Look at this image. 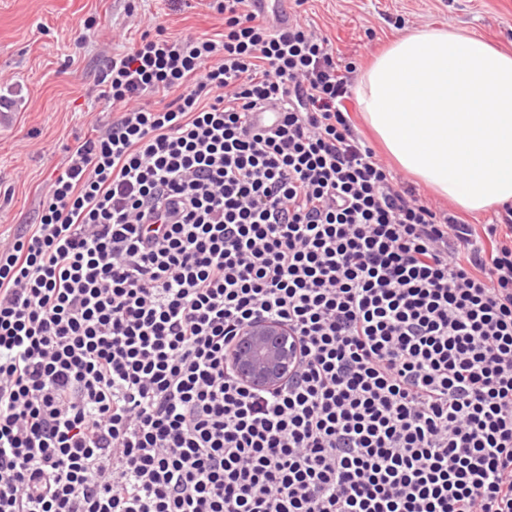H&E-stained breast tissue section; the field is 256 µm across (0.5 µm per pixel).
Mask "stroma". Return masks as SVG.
<instances>
[{
  "instance_id": "obj_1",
  "label": "stroma",
  "mask_w": 512,
  "mask_h": 512,
  "mask_svg": "<svg viewBox=\"0 0 512 512\" xmlns=\"http://www.w3.org/2000/svg\"><path fill=\"white\" fill-rule=\"evenodd\" d=\"M303 21L365 64L408 28L452 24L512 49V0H306ZM215 34L206 0H0V227L33 223L67 146L111 121L98 82L154 22Z\"/></svg>"
}]
</instances>
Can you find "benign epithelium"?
Masks as SVG:
<instances>
[{
	"label": "benign epithelium",
	"mask_w": 512,
	"mask_h": 512,
	"mask_svg": "<svg viewBox=\"0 0 512 512\" xmlns=\"http://www.w3.org/2000/svg\"><path fill=\"white\" fill-rule=\"evenodd\" d=\"M299 352L298 339L287 325L258 318L241 329L228 360L244 384L273 389L295 372Z\"/></svg>",
	"instance_id": "7a95c632"
}]
</instances>
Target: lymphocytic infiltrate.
Instances as JSON below:
<instances>
[{
  "label": "lymphocytic infiltrate",
  "instance_id": "obj_1",
  "mask_svg": "<svg viewBox=\"0 0 512 512\" xmlns=\"http://www.w3.org/2000/svg\"><path fill=\"white\" fill-rule=\"evenodd\" d=\"M209 6L113 53L117 116L0 239V512H512V207L426 200L329 38ZM261 317L274 390L226 360ZM299 352L298 339L287 325L258 318L241 329L228 360L244 384L273 389L295 372Z\"/></svg>",
  "mask_w": 512,
  "mask_h": 512
}]
</instances>
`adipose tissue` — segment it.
<instances>
[{
    "instance_id": "1",
    "label": "adipose tissue",
    "mask_w": 512,
    "mask_h": 512,
    "mask_svg": "<svg viewBox=\"0 0 512 512\" xmlns=\"http://www.w3.org/2000/svg\"><path fill=\"white\" fill-rule=\"evenodd\" d=\"M389 156L458 208L512 204V51L453 26L393 39L354 88Z\"/></svg>"
}]
</instances>
